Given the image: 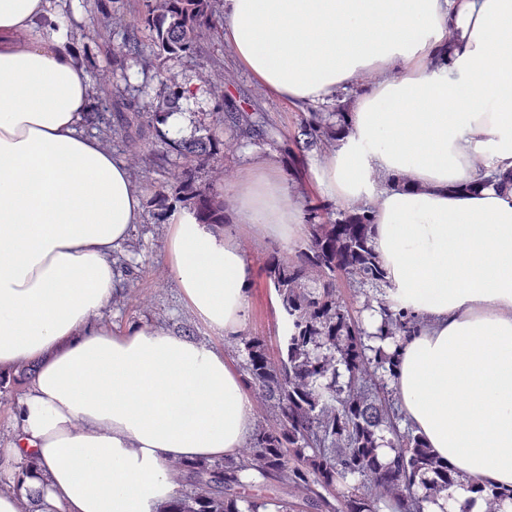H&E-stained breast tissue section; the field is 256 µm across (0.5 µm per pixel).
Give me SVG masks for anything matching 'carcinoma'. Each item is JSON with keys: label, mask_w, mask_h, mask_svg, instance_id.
Here are the masks:
<instances>
[{"label": "carcinoma", "mask_w": 512, "mask_h": 512, "mask_svg": "<svg viewBox=\"0 0 512 512\" xmlns=\"http://www.w3.org/2000/svg\"><path fill=\"white\" fill-rule=\"evenodd\" d=\"M217 0H146L140 21L125 28L114 58L120 66L148 56L156 62L161 85H167L164 60L178 53L203 51V42L218 34ZM218 96L215 121L237 137L262 141L291 159L286 175L297 178V164L313 147L332 145L347 133L345 107L303 112L291 139L278 140L264 112H241ZM181 99L173 89L161 93L146 111L108 92L96 98L89 126L114 111L113 132L133 147L174 113ZM193 139L161 136L153 150L157 163L173 152L184 160L175 177V196L205 217L224 224V199L199 182V173L214 163L223 141L208 128ZM305 240L294 257L274 252L264 271L283 316L277 358L262 336L243 338V383L269 404L276 423L261 426L250 439L249 454L235 459L181 465L191 491L162 512H421L420 502L456 481L448 463L435 456L411 429L399 428L388 385L398 366L399 342L414 333L421 319L392 311L368 292L387 286L386 272L371 246V211L343 209L332 203L306 202ZM360 285L363 301L352 310L336 291V279ZM376 338L377 347L366 344ZM389 449L385 454L382 449ZM476 492L485 512H504L512 501L495 487Z\"/></svg>", "instance_id": "obj_1"}]
</instances>
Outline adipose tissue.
Returning a JSON list of instances; mask_svg holds the SVG:
<instances>
[{
    "mask_svg": "<svg viewBox=\"0 0 512 512\" xmlns=\"http://www.w3.org/2000/svg\"><path fill=\"white\" fill-rule=\"evenodd\" d=\"M221 13L268 94L303 110L352 92L348 134L309 166L340 207H372L384 298L425 320L392 388L459 481L424 512H485L476 486L512 488V191L487 183L512 169V0H222ZM57 15L54 0H0V376L39 365L0 450V512H160L179 495L170 463L237 456L252 402L211 344L97 325L142 195L84 131L89 77ZM227 203L285 245L303 232L272 157L252 159ZM168 219L192 313L240 333L251 268L235 236L187 210Z\"/></svg>",
    "mask_w": 512,
    "mask_h": 512,
    "instance_id": "1",
    "label": "adipose tissue"
}]
</instances>
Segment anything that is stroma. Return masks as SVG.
Segmentation results:
<instances>
[{
	"mask_svg": "<svg viewBox=\"0 0 512 512\" xmlns=\"http://www.w3.org/2000/svg\"><path fill=\"white\" fill-rule=\"evenodd\" d=\"M63 13L68 22L64 33L78 43L88 75L106 73L111 85L124 87L129 101L140 106L149 105L159 90L154 66L131 64L123 70L114 66L102 46L86 39L85 34L91 26L90 14L81 0H68ZM165 67L170 83L190 85L197 89L196 95L180 102L182 138L198 136L201 123L211 122L213 103L209 94L202 92L200 86L204 77L215 75L219 70L231 76L230 81L224 85L226 99L234 101L241 108L267 113L281 135H291L297 126L298 112L283 101L264 93L252 77L234 63L230 49L221 39L208 41L205 56L174 57L166 61ZM221 138L224 142L222 157L214 166L201 172L200 180L202 184L223 195L237 180L251 157L268 152L269 147L260 142L239 146L233 132L229 130L224 131ZM157 141V135L153 134L148 143L137 148L125 147L120 142L111 145L113 153L127 162L132 182L141 191L145 205L142 220L134 226L130 235L132 250L129 259L133 273L124 277L121 296L103 310L100 324L119 332L134 324L164 325L177 332L187 326L193 330L196 338L206 340L223 351L227 362L236 368L243 361V337H265L270 351H277L282 334V319L275 292L270 288L264 273V263L270 253L288 255V248L259 234L251 225H232L231 230L252 270L246 288L242 333L231 338L218 336L198 322L169 269L165 244L171 226L166 208L153 203L156 194L168 192L172 175L179 164L178 159L174 158L167 168L150 167L149 149Z\"/></svg>",
	"mask_w": 512,
	"mask_h": 512,
	"instance_id": "1",
	"label": "stroma"
}]
</instances>
